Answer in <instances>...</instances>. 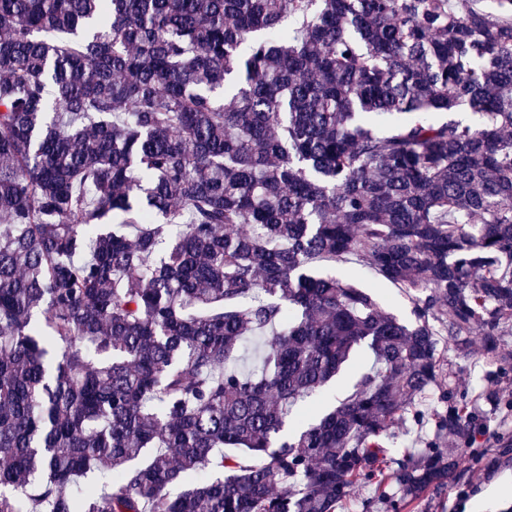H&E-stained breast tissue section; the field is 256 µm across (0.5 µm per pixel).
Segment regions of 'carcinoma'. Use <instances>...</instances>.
<instances>
[{
	"label": "carcinoma",
	"mask_w": 512,
	"mask_h": 512,
	"mask_svg": "<svg viewBox=\"0 0 512 512\" xmlns=\"http://www.w3.org/2000/svg\"><path fill=\"white\" fill-rule=\"evenodd\" d=\"M511 326L512 0H0V512H402ZM336 272L341 274L349 273L356 281L364 287L370 288L376 295L381 306L396 314L401 319H410L413 307L410 296L395 288L391 284L378 278L363 263L355 262L348 264L336 263ZM447 358L455 372L460 391L475 394L493 385L503 396L512 393V372L505 377H489L477 345L469 356H458L455 352L448 351Z\"/></svg>",
	"instance_id": "obj_1"
}]
</instances>
